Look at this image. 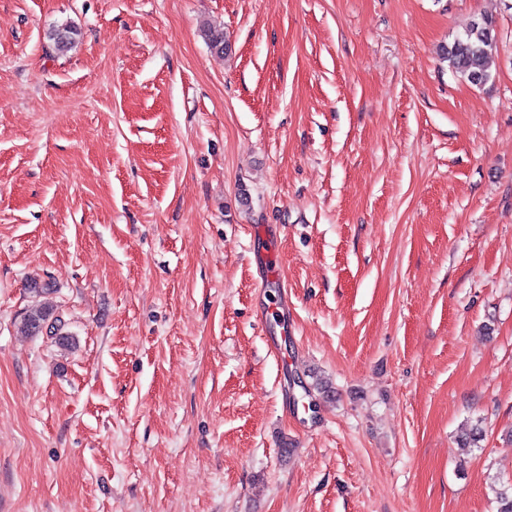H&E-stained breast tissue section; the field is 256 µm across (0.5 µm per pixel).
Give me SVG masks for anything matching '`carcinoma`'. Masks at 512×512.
<instances>
[{"label":"carcinoma","instance_id":"cac0c4a2","mask_svg":"<svg viewBox=\"0 0 512 512\" xmlns=\"http://www.w3.org/2000/svg\"><path fill=\"white\" fill-rule=\"evenodd\" d=\"M495 22L488 16L475 19L463 33L456 36L451 47L444 49V58L449 68L473 85H484L491 79L490 62L497 54L498 45L494 34ZM46 38L59 52L72 45L71 30L68 27L54 26L46 33ZM52 313L34 310L24 317L23 325L28 332L39 334L49 330V334L63 344L69 336L62 332L60 319H51Z\"/></svg>","mask_w":512,"mask_h":512}]
</instances>
